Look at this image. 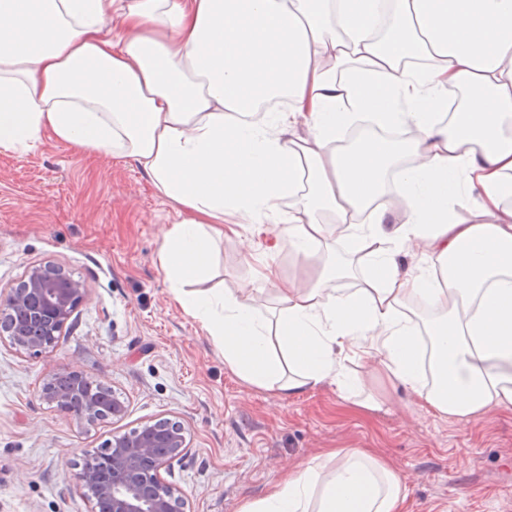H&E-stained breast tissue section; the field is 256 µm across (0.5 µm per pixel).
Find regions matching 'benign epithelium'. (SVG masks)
<instances>
[{
	"label": "benign epithelium",
	"instance_id": "benign-epithelium-1",
	"mask_svg": "<svg viewBox=\"0 0 512 512\" xmlns=\"http://www.w3.org/2000/svg\"><path fill=\"white\" fill-rule=\"evenodd\" d=\"M88 297L87 286L66 275L61 267L45 263L32 268L9 289L6 300L21 308L28 321L43 326L47 339L27 344L18 330L15 346L50 351L55 336ZM70 374L74 378L71 388L59 385L51 376L43 382L41 396L64 414L91 424L100 421L102 409L87 380L78 370ZM107 448L104 456L96 452L87 455L77 474L95 503L105 504L106 512H184L183 497L162 476L163 468L186 452L184 428L159 436L156 428L147 424L141 433L113 436Z\"/></svg>",
	"mask_w": 512,
	"mask_h": 512
}]
</instances>
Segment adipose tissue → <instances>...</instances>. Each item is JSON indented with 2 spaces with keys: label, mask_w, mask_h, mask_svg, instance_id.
Returning <instances> with one entry per match:
<instances>
[{
  "label": "adipose tissue",
  "mask_w": 512,
  "mask_h": 512,
  "mask_svg": "<svg viewBox=\"0 0 512 512\" xmlns=\"http://www.w3.org/2000/svg\"><path fill=\"white\" fill-rule=\"evenodd\" d=\"M110 21L120 37L104 35ZM452 86L467 96L450 127L433 116ZM363 113L417 135L337 153V130ZM292 114L308 136L289 134ZM44 140L135 162L181 215L157 263L246 383L291 398L328 382L348 396L366 382L345 362L362 355L390 388L367 410L390 409L397 389L439 417L512 413V0H0V150ZM392 168L402 224L380 201ZM467 212L476 221L460 222ZM243 222L258 236L277 224L319 267L284 287L275 263L253 258L278 302L268 321L253 298L206 286L214 245ZM357 266L360 286L343 291ZM419 295L430 311L416 322L406 310ZM406 502L385 458L330 448L244 512Z\"/></svg>",
  "instance_id": "ef3b65f1"
}]
</instances>
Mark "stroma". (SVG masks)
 I'll list each match as a JSON object with an SVG mask.
<instances>
[{
	"label": "stroma",
	"mask_w": 512,
	"mask_h": 512,
	"mask_svg": "<svg viewBox=\"0 0 512 512\" xmlns=\"http://www.w3.org/2000/svg\"><path fill=\"white\" fill-rule=\"evenodd\" d=\"M178 212L139 167L45 140L0 151V291L53 262L89 290L54 349L0 337V512H92L76 464L113 436L161 418L180 422L187 451L163 469L187 512H242L269 484L327 448H364L402 475L407 512H512V414L439 418L396 400L368 411L325 384L294 398L252 387L224 350L173 302L155 257ZM250 229L218 242L209 285L254 294ZM77 368L110 386L122 416L87 424L42 399L49 375Z\"/></svg>",
	"instance_id": "35a3bbf8"
}]
</instances>
